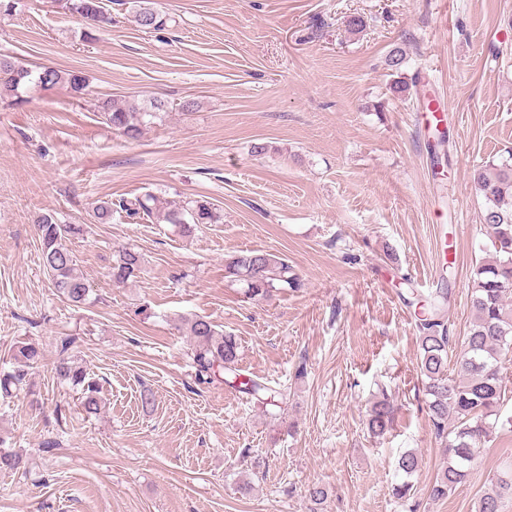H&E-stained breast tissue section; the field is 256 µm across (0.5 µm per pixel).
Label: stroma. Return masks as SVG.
I'll use <instances>...</instances> for the list:
<instances>
[{"label":"stroma","instance_id":"stroma-1","mask_svg":"<svg viewBox=\"0 0 512 512\" xmlns=\"http://www.w3.org/2000/svg\"><path fill=\"white\" fill-rule=\"evenodd\" d=\"M152 2L164 29L110 0L114 23L90 44L53 0L0 18V53L88 80L80 97L59 86L0 103V370L17 342L43 352L30 394L0 400V450L29 460L0 471V512H475L512 461V361L468 480L432 499L444 443L416 323L439 288L454 346L473 321L488 236L471 175L512 152V0ZM397 47L405 78L424 86L405 99L389 90ZM153 98L168 110L135 140L97 109ZM439 100L444 122L421 125ZM146 193L163 210L209 202L220 221L188 237L116 208L94 222L99 203ZM40 213L88 227L67 242L90 285L81 306L48 282ZM122 248L144 263L119 285L109 271ZM240 250L287 259L300 288L247 295L225 273ZM183 315L236 337L235 372L196 383ZM66 336L70 362L100 387L98 414L57 375ZM243 377L287 391L286 408L241 392ZM382 396L397 411L375 438L365 416ZM408 450L421 465L403 503L392 488ZM314 485L328 491L318 506Z\"/></svg>","mask_w":512,"mask_h":512}]
</instances>
